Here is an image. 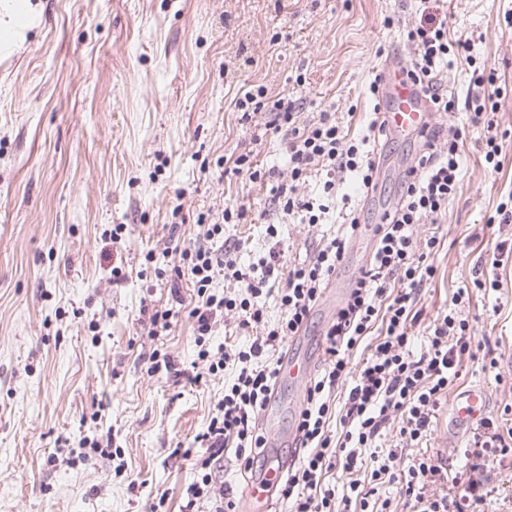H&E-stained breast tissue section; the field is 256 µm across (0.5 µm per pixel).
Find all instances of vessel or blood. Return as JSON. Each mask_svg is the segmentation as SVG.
Segmentation results:
<instances>
[{
	"mask_svg": "<svg viewBox=\"0 0 512 512\" xmlns=\"http://www.w3.org/2000/svg\"><path fill=\"white\" fill-rule=\"evenodd\" d=\"M383 105L379 118L384 121L389 137L413 138L419 135L430 114L422 90L407 75L402 54L386 61L381 73ZM488 404L487 393L479 387L468 388L457 394L454 402L453 424L463 429L477 421ZM274 452L268 458L264 473L249 479L246 498L250 505H271L276 480L285 471L283 461L284 440H273Z\"/></svg>",
	"mask_w": 512,
	"mask_h": 512,
	"instance_id": "b4317fda",
	"label": "vessel or blood"
}]
</instances>
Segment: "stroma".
Listing matches in <instances>:
<instances>
[{"mask_svg": "<svg viewBox=\"0 0 512 512\" xmlns=\"http://www.w3.org/2000/svg\"><path fill=\"white\" fill-rule=\"evenodd\" d=\"M34 20L14 47H0V512H181L204 456L194 439L224 396L228 373L197 382L152 372V352L182 369L197 364L195 321L181 309L167 335L149 336L143 306L167 304L147 251L176 263L175 246L203 240L198 212L241 201L253 220L228 224L243 261L267 254L268 193L234 173L227 158L253 151L285 169L281 135L263 114L244 121L235 98L253 85L299 98L306 113L334 110L352 135L365 132L369 84L404 27L435 12L434 0H30ZM452 38L512 91V0H446ZM395 16L394 27L383 19ZM304 85H296V75ZM465 127L462 179L440 217L445 245L435 279L418 303L424 321L448 306L476 272L498 276L506 300L474 291L462 313L489 339L499 366L463 359L429 447L461 458L468 430L451 422L454 397L488 393L485 417L505 421L512 404V223L492 224L512 193V140L500 170L485 166L484 132L465 109L440 118ZM384 153L367 223L396 200L417 149L411 140L373 146ZM181 207L185 224L174 226ZM126 228L121 242L105 234ZM336 224L285 222V265L308 259ZM121 268L124 281L112 280ZM337 304L323 294L289 353L324 365L322 330ZM110 453L80 458L93 441Z\"/></svg>", "mask_w": 512, "mask_h": 512, "instance_id": "1", "label": "stroma"}]
</instances>
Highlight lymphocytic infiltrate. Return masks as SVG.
Instances as JSON below:
<instances>
[{
  "instance_id": "lymphocytic-infiltrate-1",
  "label": "lymphocytic infiltrate",
  "mask_w": 512,
  "mask_h": 512,
  "mask_svg": "<svg viewBox=\"0 0 512 512\" xmlns=\"http://www.w3.org/2000/svg\"><path fill=\"white\" fill-rule=\"evenodd\" d=\"M406 37L415 48L407 74L423 90L432 111L447 113L465 106L472 123L484 130L485 165L498 169L503 143L512 131L499 125L497 113L507 90L495 69L468 57V41L449 38L447 15H434L410 27ZM462 53L471 71V91L460 104L442 87L440 74L450 56ZM235 106L246 119L257 112L268 114L269 128L285 138L288 167L283 172L264 171L257 168L252 154L242 153L233 161L234 172L268 184V205L281 219L319 226L328 221L329 200L337 198L342 202V222L308 261L286 270L280 249H270L244 265L239 261L241 243L225 240V225L247 223L250 206L236 202L225 205L217 217L208 211L197 214V223L207 227L206 241L180 250L173 270L176 276L189 278L196 290L190 314L196 321L199 360L209 373L229 370L233 377L206 432L196 438L207 455L199 463L198 479L186 489L185 512H194L204 498L211 503L210 512H237L231 487L215 486L211 467L223 458L224 444L231 439L244 470L264 461L267 439L259 416L278 380L280 356L288 341L305 331L347 251L364 232L369 235V253L323 333L326 363L306 390L294 461L278 486L277 498L289 504L290 512H348L355 502L366 510L379 485L397 480L410 512H485L493 493V465L512 459V427L479 420L463 450L465 463L459 471H451L443 458L425 453L403 474L394 472L400 450L422 445L431 434L463 357L473 353L469 321L453 309L438 314L423 343H416L414 336L422 316L417 299L437 273L431 257L442 245L438 232L422 234L418 228L436 223L457 191L463 130L434 123L424 128L396 204L367 229L361 210L338 189L351 179L361 193L376 191L379 163L368 145L386 137L383 122L372 120L366 134L354 138L335 112L304 117L299 100L270 96L261 85L243 90ZM224 272L232 277L237 293L220 298L211 294L210 287ZM273 294L280 297L281 315L271 323L263 300ZM227 314L236 315L240 327L257 329L258 334L235 351H212L206 338L218 317ZM373 332L379 333V342L371 346L360 367H352L351 351ZM338 389L343 398L337 406L332 395ZM333 419L340 428L335 439L329 430ZM390 428L396 431L395 447L376 452V441ZM367 463L372 466L368 484L352 479L343 496L326 486L332 469L353 474Z\"/></svg>"
}]
</instances>
